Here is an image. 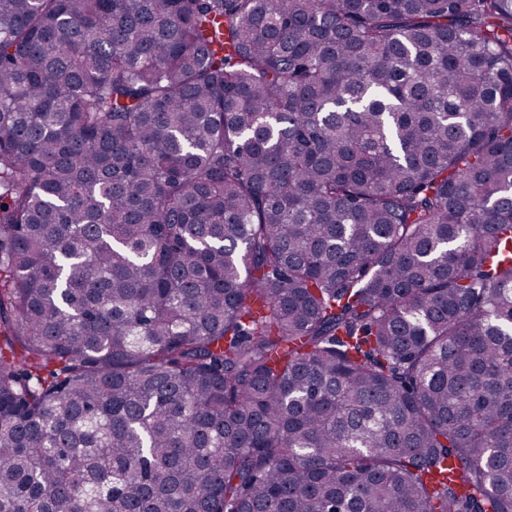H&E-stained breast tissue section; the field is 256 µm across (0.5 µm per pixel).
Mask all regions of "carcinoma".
I'll return each mask as SVG.
<instances>
[{
    "label": "carcinoma",
    "mask_w": 512,
    "mask_h": 512,
    "mask_svg": "<svg viewBox=\"0 0 512 512\" xmlns=\"http://www.w3.org/2000/svg\"><path fill=\"white\" fill-rule=\"evenodd\" d=\"M512 0H0V512H512Z\"/></svg>",
    "instance_id": "obj_1"
}]
</instances>
